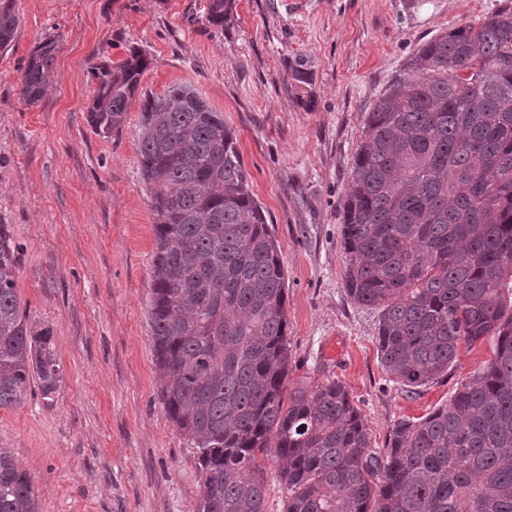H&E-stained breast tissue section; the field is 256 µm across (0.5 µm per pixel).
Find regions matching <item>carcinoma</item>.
I'll return each mask as SVG.
<instances>
[{"label": "carcinoma", "instance_id": "carcinoma-1", "mask_svg": "<svg viewBox=\"0 0 512 512\" xmlns=\"http://www.w3.org/2000/svg\"><path fill=\"white\" fill-rule=\"evenodd\" d=\"M231 0L206 21L231 22ZM19 23L0 0V50ZM59 40L34 47L21 95L37 104ZM134 49L94 67V132L121 129L140 95L139 163L154 243L151 342L160 401L198 449L196 512H265L258 456L286 489L285 512H512V13L422 43L364 113L341 218L345 282L382 309L389 381L413 392L448 374L461 345L493 358L449 403L397 422L385 452L335 380L287 394V278L250 190L237 137L192 88L139 92ZM19 248L0 224V410L35 379L61 381L48 330L20 308ZM0 512H40L29 474L0 447Z\"/></svg>", "mask_w": 512, "mask_h": 512}]
</instances>
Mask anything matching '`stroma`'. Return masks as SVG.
<instances>
[{"mask_svg":"<svg viewBox=\"0 0 512 512\" xmlns=\"http://www.w3.org/2000/svg\"><path fill=\"white\" fill-rule=\"evenodd\" d=\"M0 51V222L20 247L22 310L49 330L62 379L52 401L30 382L0 412V446L31 476L42 512H194L197 450L160 401L148 320L153 224L139 161L138 103L111 138L87 109L93 68L139 49L142 90L196 89L238 139L288 279V385L340 381L375 448L393 425L446 404L494 355L461 349L447 377L409 393L389 382L380 311L345 285L340 218L363 115L418 46L512 13V0H17ZM59 39L55 79L35 105L20 79L39 39ZM231 0H208L206 21L215 28L224 29L231 22Z\"/></svg>","mask_w":512,"mask_h":512,"instance_id":"35a3bbf8","label":"stroma"}]
</instances>
